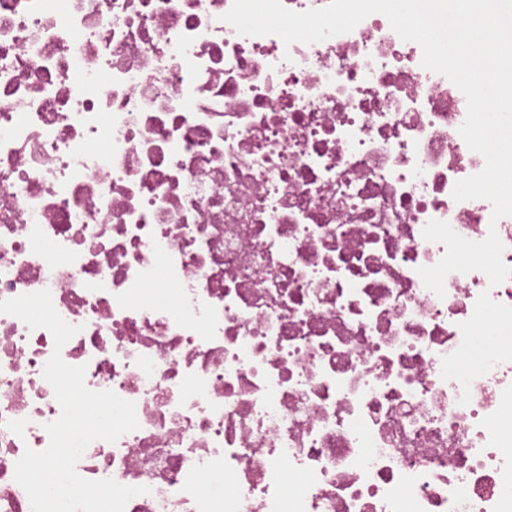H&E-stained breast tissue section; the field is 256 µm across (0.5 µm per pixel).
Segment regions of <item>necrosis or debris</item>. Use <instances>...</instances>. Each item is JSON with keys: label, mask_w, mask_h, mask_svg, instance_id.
Masks as SVG:
<instances>
[{"label": "necrosis or debris", "mask_w": 512, "mask_h": 512, "mask_svg": "<svg viewBox=\"0 0 512 512\" xmlns=\"http://www.w3.org/2000/svg\"><path fill=\"white\" fill-rule=\"evenodd\" d=\"M232 3L0 0V300L49 290L139 422L78 474L125 512H512V277L417 273L432 220L512 267V217L452 197L465 96L383 14L287 46ZM53 351L0 314V512Z\"/></svg>", "instance_id": "1"}]
</instances>
